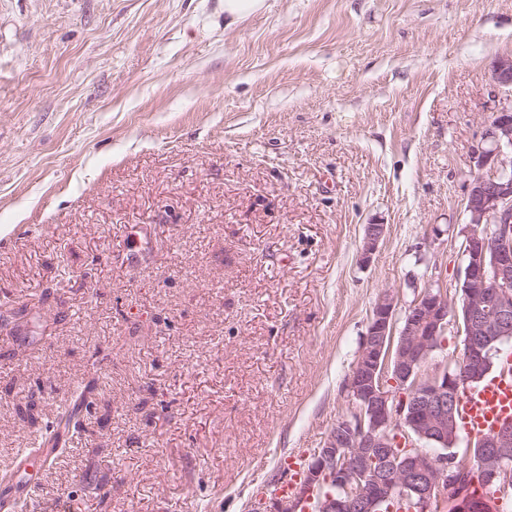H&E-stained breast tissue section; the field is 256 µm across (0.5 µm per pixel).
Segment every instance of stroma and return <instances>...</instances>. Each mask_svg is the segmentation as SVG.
<instances>
[{
  "label": "stroma",
  "mask_w": 512,
  "mask_h": 512,
  "mask_svg": "<svg viewBox=\"0 0 512 512\" xmlns=\"http://www.w3.org/2000/svg\"><path fill=\"white\" fill-rule=\"evenodd\" d=\"M510 53L512 0H0V477L92 380L38 512H254L385 291L458 309ZM264 0H224V18L229 22L260 10Z\"/></svg>",
  "instance_id": "35a3bbf8"
}]
</instances>
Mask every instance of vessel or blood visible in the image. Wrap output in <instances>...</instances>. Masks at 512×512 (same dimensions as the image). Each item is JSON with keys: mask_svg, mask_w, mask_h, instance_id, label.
<instances>
[{"mask_svg": "<svg viewBox=\"0 0 512 512\" xmlns=\"http://www.w3.org/2000/svg\"><path fill=\"white\" fill-rule=\"evenodd\" d=\"M457 413L462 431L471 437L493 432L503 423L512 421V356H506L499 372L485 377L475 385L466 386L457 402ZM54 456L52 449H43L40 456L25 455L13 468L15 479L11 484V497L28 501L48 470ZM307 469L303 457H293L284 469L277 485V495L298 492Z\"/></svg>", "mask_w": 512, "mask_h": 512, "instance_id": "obj_1", "label": "vessel or blood"}]
</instances>
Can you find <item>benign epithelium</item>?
I'll return each instance as SVG.
<instances>
[{"mask_svg":"<svg viewBox=\"0 0 512 512\" xmlns=\"http://www.w3.org/2000/svg\"><path fill=\"white\" fill-rule=\"evenodd\" d=\"M492 77L512 87V56L493 62ZM485 136L490 148L477 153L478 173L464 206L462 373L450 368L421 373L450 325L447 295L425 289L405 310L395 337L397 296L385 292L347 378L356 410L339 420L326 446L317 449L299 493L270 499L268 512H301L312 498L320 502L318 512H381L377 492L389 499L395 489L404 491L409 512H429L457 486L456 458L415 448L413 439L457 444L454 412L463 380L475 381L489 369L485 342L512 336V110L495 113ZM383 230L382 224L366 225L362 258H370ZM392 383L402 394L389 389ZM466 459L487 485L512 495V424L469 443Z\"/></svg>","mask_w":512,"mask_h":512,"instance_id":"1","label":"benign epithelium"}]
</instances>
